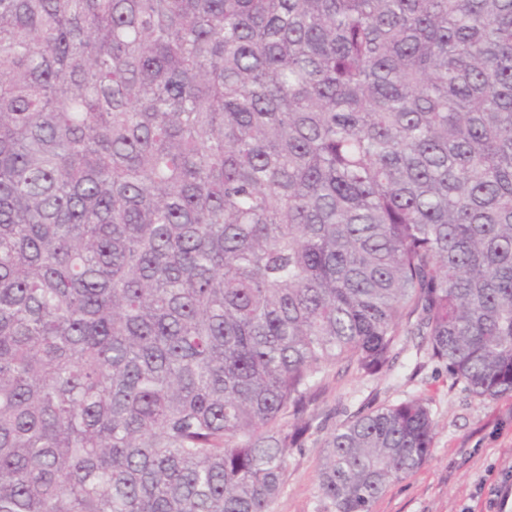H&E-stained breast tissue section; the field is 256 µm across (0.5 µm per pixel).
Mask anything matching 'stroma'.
Listing matches in <instances>:
<instances>
[{"label": "stroma", "instance_id": "35a3bbf8", "mask_svg": "<svg viewBox=\"0 0 512 512\" xmlns=\"http://www.w3.org/2000/svg\"><path fill=\"white\" fill-rule=\"evenodd\" d=\"M397 357L373 376L333 367L314 406L311 430L288 459L270 512H336L318 483L325 442L351 416L411 399L426 402L436 428L431 456L393 482L372 512H485L488 489L512 465V395L481 402L452 384L417 336L401 337Z\"/></svg>", "mask_w": 512, "mask_h": 512}]
</instances>
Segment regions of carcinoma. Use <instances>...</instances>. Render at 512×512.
Segmentation results:
<instances>
[{
	"label": "carcinoma",
	"mask_w": 512,
	"mask_h": 512,
	"mask_svg": "<svg viewBox=\"0 0 512 512\" xmlns=\"http://www.w3.org/2000/svg\"><path fill=\"white\" fill-rule=\"evenodd\" d=\"M405 332L512 394V0H0V512H270ZM434 436L358 415L319 487Z\"/></svg>",
	"instance_id": "carcinoma-1"
}]
</instances>
